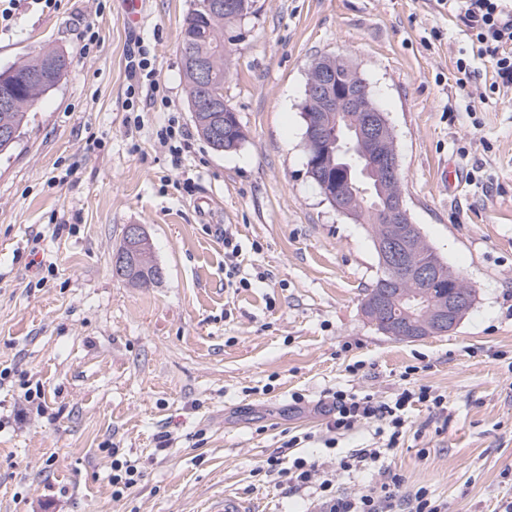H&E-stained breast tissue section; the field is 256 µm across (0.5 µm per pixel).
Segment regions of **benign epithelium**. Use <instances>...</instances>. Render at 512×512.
Instances as JSON below:
<instances>
[{"label":"benign epithelium","mask_w":512,"mask_h":512,"mask_svg":"<svg viewBox=\"0 0 512 512\" xmlns=\"http://www.w3.org/2000/svg\"><path fill=\"white\" fill-rule=\"evenodd\" d=\"M207 7L241 21L252 9L248 0H209ZM305 120L304 149L307 174L320 189L324 201L336 211L356 218L365 210L376 225L375 242L386 267L402 269L409 284L371 292L362 304L365 319L386 336L420 340L447 334L457 328L471 309V299L456 290L441 297H428L427 285L436 277L454 274L432 265H411V251L419 248L422 234L411 220L400 187V157L386 112L374 101L368 83L348 60L322 57L310 69L306 100L302 107ZM336 157V175L348 181L336 191L329 187L324 174L328 159ZM361 163L376 189L379 203L369 208L353 194L354 164ZM144 236L140 224L126 229L130 250L122 258L136 265V249Z\"/></svg>","instance_id":"benign-epithelium-1"}]
</instances>
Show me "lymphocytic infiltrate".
I'll return each instance as SVG.
<instances>
[{"mask_svg": "<svg viewBox=\"0 0 512 512\" xmlns=\"http://www.w3.org/2000/svg\"><path fill=\"white\" fill-rule=\"evenodd\" d=\"M449 11L457 13L471 33L472 53L457 59L458 72L470 74L475 64H490L494 89L512 90V0H448ZM129 69L132 82L130 95L138 97L143 111L135 115L136 128L145 125L143 113L151 109L165 90L155 80L154 63L145 48H138L130 56ZM416 367H408L403 374L404 387L393 398L382 401L374 395L352 393L345 390L331 392V402L325 411L328 431L344 432L361 423H381L387 428L385 444L380 448H360L340 457L337 472H349L380 460L387 449L398 445L415 406L432 412L445 409V395L418 384ZM317 464L295 459L291 466H283L279 457L271 456L258 467V474L274 478L278 487L297 494L312 489V499L320 512H446L427 489H419L413 497L403 496V479L399 473L383 469L378 480L358 492L344 494L336 486V474L329 473L316 479Z\"/></svg>", "mask_w": 512, "mask_h": 512, "instance_id": "obj_1", "label": "lymphocytic infiltrate"}]
</instances>
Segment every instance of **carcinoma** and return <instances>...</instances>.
<instances>
[{"label":"carcinoma","instance_id":"cac0c4a2","mask_svg":"<svg viewBox=\"0 0 512 512\" xmlns=\"http://www.w3.org/2000/svg\"><path fill=\"white\" fill-rule=\"evenodd\" d=\"M207 0H194V7L185 19L180 42L189 43L197 54L206 58L211 79L203 84L192 66L182 64L187 84L190 112L198 134L217 153L235 151L245 139L242 126L234 122L225 132L216 134L211 113L206 106L213 99L224 98V29L234 26L222 12H213L206 6ZM65 54L58 51H38L30 59L0 70V94L12 99L6 108L0 106V129L10 132V137L0 139V155L12 153L21 140L22 129L28 122V110L43 96L49 94L65 75L68 66ZM151 245L143 240L140 247L139 267L135 271L120 270L117 261H112L113 276L136 284H152L162 279V268L150 256Z\"/></svg>","mask_w":512,"mask_h":512}]
</instances>
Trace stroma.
Returning <instances> with one entry per match:
<instances>
[{"instance_id": "1", "label": "stroma", "mask_w": 512, "mask_h": 512, "mask_svg": "<svg viewBox=\"0 0 512 512\" xmlns=\"http://www.w3.org/2000/svg\"><path fill=\"white\" fill-rule=\"evenodd\" d=\"M192 8L142 0L133 27L125 0H23L0 31L1 69L42 49L70 62L0 156V512H202L219 496L309 512L306 494L256 466L277 455L330 470L335 456L375 445L362 424L327 448L325 396L392 398L411 365L448 409L411 410L384 467L448 512H500L512 499V91L487 95V65L459 76L472 43L440 0H254L224 82L245 141L219 154L198 138L177 159L151 129L171 118L194 128L178 50ZM138 41L168 98L141 129L126 121ZM324 56L359 68L393 129L413 223L475 290L449 334L399 341L361 316L380 273L369 228L306 173L302 104ZM447 165L461 175L453 192ZM131 224L163 269L157 283L112 275ZM218 224L239 243L251 287H227ZM30 388L42 409L22 418ZM116 459L140 472L117 497Z\"/></svg>"}]
</instances>
